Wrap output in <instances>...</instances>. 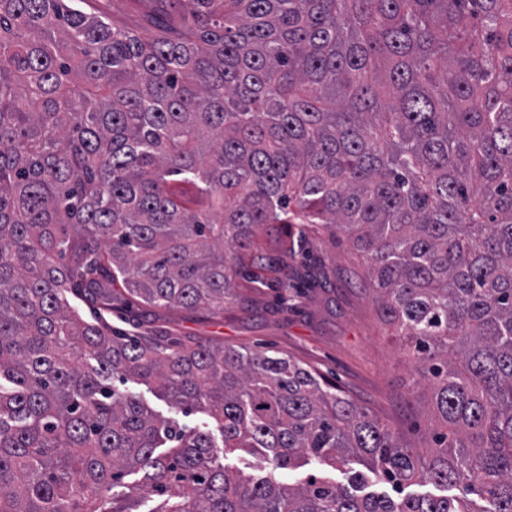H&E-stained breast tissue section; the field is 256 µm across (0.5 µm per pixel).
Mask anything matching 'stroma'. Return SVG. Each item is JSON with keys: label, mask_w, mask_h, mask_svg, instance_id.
<instances>
[{"label": "stroma", "mask_w": 512, "mask_h": 512, "mask_svg": "<svg viewBox=\"0 0 512 512\" xmlns=\"http://www.w3.org/2000/svg\"><path fill=\"white\" fill-rule=\"evenodd\" d=\"M93 12L143 38L160 18L179 17L180 0H90ZM270 242L266 259L237 281L238 297L214 316L158 310L180 336H219L240 350L291 357L317 370L343 395L388 425L408 445L424 448L437 423L419 365L383 323L362 253L345 235L308 228L303 250Z\"/></svg>", "instance_id": "obj_1"}]
</instances>
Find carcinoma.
Returning a JSON list of instances; mask_svg holds the SVG:
<instances>
[{"mask_svg":"<svg viewBox=\"0 0 512 512\" xmlns=\"http://www.w3.org/2000/svg\"><path fill=\"white\" fill-rule=\"evenodd\" d=\"M183 2L191 25L144 40L84 0H0V512H512V0ZM265 224L363 253L433 447L290 358L113 330L224 311ZM236 448L357 457L395 495L254 481ZM126 389L137 393L144 404L147 405L155 414L162 417H172L177 419L181 424H187L188 426H200L202 428L203 423L209 422L208 417L203 414H192L184 416L181 413H176L175 410L171 409L168 402L155 393L154 388H147L143 385H138L132 382H128L125 385Z\"/></svg>","mask_w":512,"mask_h":512,"instance_id":"obj_1","label":"carcinoma"}]
</instances>
